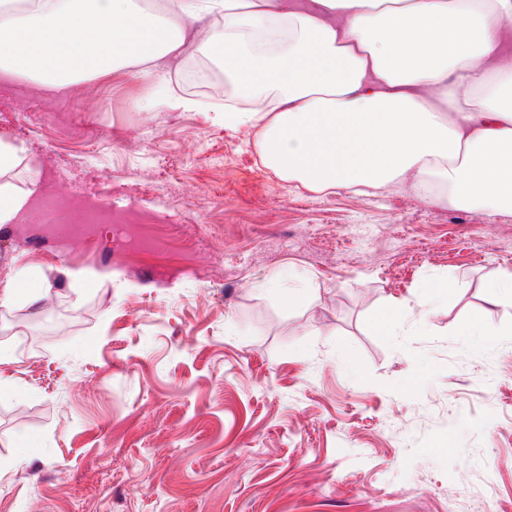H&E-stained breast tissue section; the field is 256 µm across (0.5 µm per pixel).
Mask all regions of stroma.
<instances>
[{
	"instance_id": "stroma-1",
	"label": "stroma",
	"mask_w": 512,
	"mask_h": 512,
	"mask_svg": "<svg viewBox=\"0 0 512 512\" xmlns=\"http://www.w3.org/2000/svg\"><path fill=\"white\" fill-rule=\"evenodd\" d=\"M158 97L124 74L58 92L0 73V125L39 112L13 181L56 202L26 220L58 227L0 228V282L22 261L56 284L0 307V371L25 390L0 402V460L20 461L0 512H512V302L488 290L512 272V211L298 189L225 130L223 99ZM137 188L165 198L135 221L173 249L75 296L68 273L111 270L112 227L76 240L63 213ZM436 281L452 294L426 301Z\"/></svg>"
}]
</instances>
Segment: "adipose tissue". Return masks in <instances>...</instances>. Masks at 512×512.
<instances>
[{"instance_id": "ef3b65f1", "label": "adipose tissue", "mask_w": 512, "mask_h": 512, "mask_svg": "<svg viewBox=\"0 0 512 512\" xmlns=\"http://www.w3.org/2000/svg\"><path fill=\"white\" fill-rule=\"evenodd\" d=\"M221 50L225 130L256 133L261 163L312 192L404 185L436 205L512 211V0H39L0 10V72L56 91L133 71L169 88L188 48ZM26 155L0 140V226L31 190L4 175ZM52 285L25 264L0 307L38 306Z\"/></svg>"}]
</instances>
